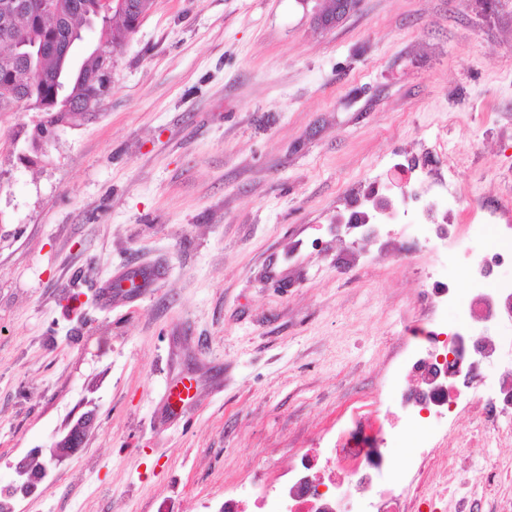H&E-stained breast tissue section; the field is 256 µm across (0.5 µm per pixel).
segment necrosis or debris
Returning a JSON list of instances; mask_svg holds the SVG:
<instances>
[{"label":"necrosis or debris","mask_w":512,"mask_h":512,"mask_svg":"<svg viewBox=\"0 0 512 512\" xmlns=\"http://www.w3.org/2000/svg\"><path fill=\"white\" fill-rule=\"evenodd\" d=\"M430 155L405 156L385 175L352 192L336 222L350 235L376 236L384 226L400 224L423 235L434 262L448 253L461 257L466 288L438 274L425 290L428 317L405 329L410 341L395 379L397 403L379 422L342 431L336 453L342 466L320 464L319 449L303 455L279 493L270 496L228 494L221 512H344L350 489L377 488L360 512H421L424 505L448 503V487L456 482V465L436 452L447 435L448 409L482 418V437L496 415L512 418V403L483 404L474 397L488 380L487 366L498 352L512 354V338L498 342L485 336L489 325L512 321V214L476 223V206L468 202L440 171ZM462 337L456 358L448 356V339ZM426 423L424 436L413 439L407 427ZM410 446L403 465L390 451L394 442ZM438 478L429 492L430 478Z\"/></svg>","instance_id":"necrosis-or-debris-1"}]
</instances>
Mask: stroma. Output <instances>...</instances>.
Segmentation results:
<instances>
[{"label":"stroma","instance_id":"obj_1","mask_svg":"<svg viewBox=\"0 0 512 512\" xmlns=\"http://www.w3.org/2000/svg\"><path fill=\"white\" fill-rule=\"evenodd\" d=\"M41 118L0 109V486L36 448L14 512H218L376 417L426 312L422 243L330 233L346 193L438 138L463 196L512 203V0H361L330 31L299 0H153L109 95L24 163ZM124 269L150 287L104 300ZM179 377L197 398L161 420ZM459 466L512 500V445ZM95 412L88 411L76 419L70 420L65 429L56 437L53 443V460L63 461L85 447L90 434L96 428ZM34 454H29L26 458L20 460L15 465V472L18 476L17 480L14 481L10 486L13 493L7 497L12 502L19 496L27 497L32 495L37 490V485L45 477V472L34 473L32 470L41 469L42 466L38 463H34V469L31 470L29 461Z\"/></svg>","mask_w":512,"mask_h":512}]
</instances>
